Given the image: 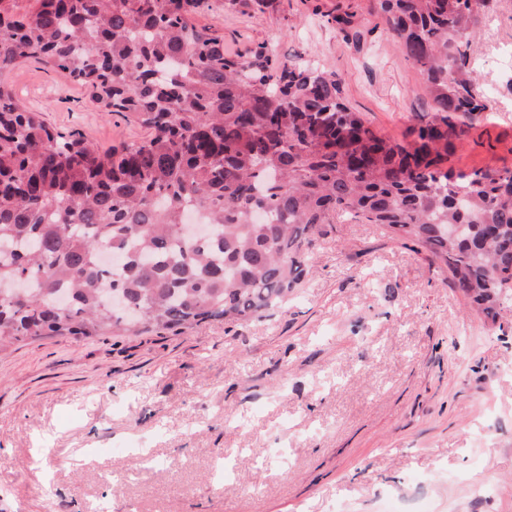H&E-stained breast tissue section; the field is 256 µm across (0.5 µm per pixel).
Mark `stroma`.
Here are the masks:
<instances>
[{"instance_id":"obj_1","label":"stroma","mask_w":512,"mask_h":512,"mask_svg":"<svg viewBox=\"0 0 512 512\" xmlns=\"http://www.w3.org/2000/svg\"><path fill=\"white\" fill-rule=\"evenodd\" d=\"M229 54L266 44L345 82L402 140L429 110L373 0H211ZM352 16L360 40L345 36ZM462 70L488 104L456 168H512V0ZM21 103L106 149L146 129L31 63ZM512 512V303L485 322L409 240L341 218L282 307L180 333L49 337L0 353V512Z\"/></svg>"}]
</instances>
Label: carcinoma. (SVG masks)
<instances>
[{
  "label": "carcinoma",
  "instance_id": "1",
  "mask_svg": "<svg viewBox=\"0 0 512 512\" xmlns=\"http://www.w3.org/2000/svg\"><path fill=\"white\" fill-rule=\"evenodd\" d=\"M484 6L376 0L434 111L397 142L336 74L263 45L226 55L191 19L208 0H39L22 17L0 0V350L248 321L288 299L339 216L412 240L497 321L512 296V169L448 165L487 110L450 54ZM29 62L148 136L101 152L51 129L2 81ZM189 208L210 235L184 233Z\"/></svg>",
  "mask_w": 512,
  "mask_h": 512
}]
</instances>
